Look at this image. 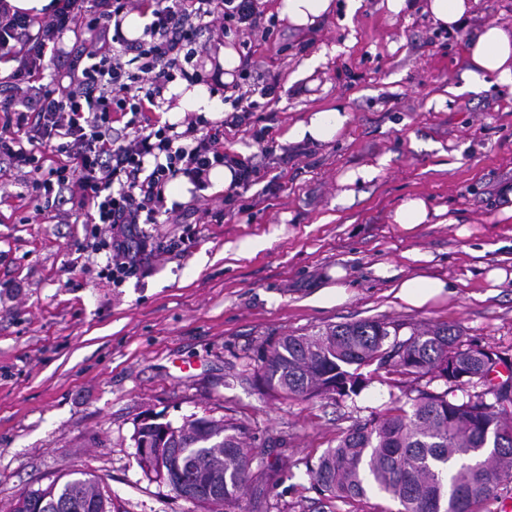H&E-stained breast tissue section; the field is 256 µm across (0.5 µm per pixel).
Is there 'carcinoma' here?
<instances>
[{
	"label": "carcinoma",
	"instance_id": "1",
	"mask_svg": "<svg viewBox=\"0 0 512 512\" xmlns=\"http://www.w3.org/2000/svg\"><path fill=\"white\" fill-rule=\"evenodd\" d=\"M360 319L311 334L287 335L269 345L260 365L267 388L284 398L340 400L359 394L382 368L441 381L436 393L417 390L409 408L356 423L336 438L308 473L320 496L357 501L377 493L397 512H485L512 482V381L493 385L499 366L512 365L484 346L461 345L462 332L446 324L414 327ZM483 387L468 400L457 390ZM141 469L181 494L178 472L194 503L233 509L252 481L256 449L237 423L210 416L179 426L145 421L133 434ZM9 512H120L89 473L72 471L20 496Z\"/></svg>",
	"mask_w": 512,
	"mask_h": 512
}]
</instances>
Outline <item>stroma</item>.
Wrapping results in <instances>:
<instances>
[{
	"instance_id": "obj_1",
	"label": "stroma",
	"mask_w": 512,
	"mask_h": 512,
	"mask_svg": "<svg viewBox=\"0 0 512 512\" xmlns=\"http://www.w3.org/2000/svg\"><path fill=\"white\" fill-rule=\"evenodd\" d=\"M274 37L251 35L257 71L277 80V98L254 113L271 127L266 160L277 187L253 185L247 209L205 224L224 193L188 195V252L157 258L150 271L115 288L99 260L77 248V212L29 224L34 208L19 179L0 180V512L23 492L69 471L99 477L122 512H207L147 476L132 441L143 419L181 425L224 417L254 438L253 482L266 485V512H390L372 494L327 502L307 464L358 421L405 401L426 383L384 374L358 396L288 400L262 385L260 356L279 337L367 318L410 326L448 324L464 341L512 358V218L500 215L512 186V91L467 90L472 30L512 28V0H477L458 28L435 25L410 0L394 14L386 0H333L312 31L277 19ZM344 105L352 120L332 142L298 148L289 129L309 113ZM376 177L341 200L340 177L363 165ZM442 207L444 224L405 233L393 213L407 197ZM179 224H151L157 237ZM390 275L377 274L379 265ZM343 267L349 299L320 308L312 297ZM502 267L510 279L486 281ZM429 273L456 285L449 300L415 309L393 293L399 280Z\"/></svg>"
}]
</instances>
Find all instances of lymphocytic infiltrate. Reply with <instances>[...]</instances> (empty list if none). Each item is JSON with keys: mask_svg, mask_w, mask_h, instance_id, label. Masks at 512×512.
Listing matches in <instances>:
<instances>
[{"mask_svg": "<svg viewBox=\"0 0 512 512\" xmlns=\"http://www.w3.org/2000/svg\"><path fill=\"white\" fill-rule=\"evenodd\" d=\"M258 0H56L51 14L34 20L10 11L0 0V178L26 177L33 213L80 212L85 241L102 255L100 278L120 287L158 256L188 251L190 235L153 238L150 224H173L180 203H168L166 189L186 177L195 190L210 187L209 174L228 165L234 181L224 203L238 205L244 189L260 183L255 156L226 149L224 133L249 126L254 112L273 99L276 82L255 80L252 52L242 53L231 87V111L217 120L185 117L162 121L170 84L206 81L197 62V40L205 19L221 30L270 39L261 27ZM148 16L143 34L127 38L122 22L131 11ZM75 33L64 47L66 33ZM57 71L45 78L47 61ZM229 85L211 84L215 94Z\"/></svg>", "mask_w": 512, "mask_h": 512, "instance_id": "1", "label": "lymphocytic infiltrate"}]
</instances>
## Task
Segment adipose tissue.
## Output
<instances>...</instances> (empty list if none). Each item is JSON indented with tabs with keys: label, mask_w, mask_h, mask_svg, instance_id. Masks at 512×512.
Masks as SVG:
<instances>
[{
	"label": "adipose tissue",
	"mask_w": 512,
	"mask_h": 512,
	"mask_svg": "<svg viewBox=\"0 0 512 512\" xmlns=\"http://www.w3.org/2000/svg\"><path fill=\"white\" fill-rule=\"evenodd\" d=\"M331 9L332 0H278L276 5L280 18L297 28L316 27ZM468 74L473 88L482 89L493 82L512 89V30L486 23L468 43ZM350 120V112L341 105L314 112L290 128L288 139L295 143H328L339 137ZM453 293L450 281L426 275L405 278L395 286L396 297L416 308Z\"/></svg>",
	"instance_id": "adipose-tissue-1"
}]
</instances>
